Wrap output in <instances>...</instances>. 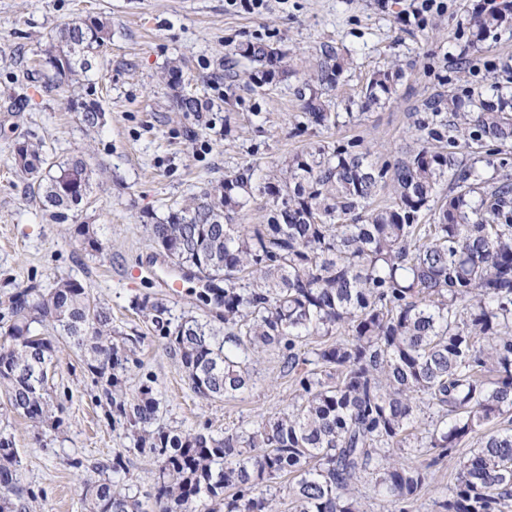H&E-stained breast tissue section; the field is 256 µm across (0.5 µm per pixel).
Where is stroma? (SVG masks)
<instances>
[{"label":"stroma","mask_w":512,"mask_h":512,"mask_svg":"<svg viewBox=\"0 0 512 512\" xmlns=\"http://www.w3.org/2000/svg\"><path fill=\"white\" fill-rule=\"evenodd\" d=\"M410 2L267 0L249 13L228 0H0V128H18L57 165L83 152L92 169L87 200L68 223H53L36 181L15 173L12 140L0 131V316L15 284L49 288L57 278H74L110 309L113 329L142 336L137 355L157 380L160 426L220 435L285 408L296 390L272 353L257 355L252 388L207 401L190 390L180 363L149 340L132 308L136 297L165 299L175 313L204 321L215 311L199 299L194 274L159 287L165 257L148 226L239 168H254L261 182L314 147L356 141L372 160L396 163L414 148L419 124L431 122L428 102L452 97L465 105L512 87V27L477 35L480 0H446L443 11L406 26L398 15ZM75 17L102 20L111 31L81 91L82 101H97L104 114L94 127L67 93L51 87L45 62L50 32ZM250 43L285 51L287 72L259 84L257 64L240 53ZM324 45L348 61L336 87L322 94L338 115L328 128L307 123L297 95ZM175 64L183 69L178 88L166 78ZM391 68L400 73L395 94L363 109L361 90L372 73ZM183 90L207 101V109L173 110ZM457 154L479 160L486 176L512 180V143L462 145ZM78 224L92 225L102 253L87 254L73 235ZM59 347L54 382L63 395L62 428L36 432L0 391V433L12 436L21 481L35 494L29 512H86L83 484L98 475L71 460H106L121 447L123 431L99 405L81 351L65 339ZM469 450L462 445L430 471L416 512H433Z\"/></svg>","instance_id":"35a3bbf8"}]
</instances>
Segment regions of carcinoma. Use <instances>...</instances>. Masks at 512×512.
Returning <instances> with one entry per match:
<instances>
[{"mask_svg": "<svg viewBox=\"0 0 512 512\" xmlns=\"http://www.w3.org/2000/svg\"><path fill=\"white\" fill-rule=\"evenodd\" d=\"M509 24L508 14L478 15L484 35ZM109 38L107 24L73 18L50 36L48 63L56 87L78 89L90 57ZM248 44L242 56L263 67L260 81L285 72L287 54ZM346 62L322 46L317 69L300 93L307 121L336 124L320 89L333 88ZM397 74L378 71L362 108L390 100ZM479 142H512V101L478 100L456 112ZM455 128L423 125L409 158L389 166L354 142L293 156L279 173L253 186V168L224 176L158 224L155 243L171 263L203 274L202 298L224 311L220 328L175 315L163 299L132 302L153 342L179 357L188 384L203 400L234 398L253 383V356L271 351L298 400L248 428L213 436L174 434L156 424V379L141 374L139 336L112 329V317L77 280L53 287L19 284L0 325V385L10 406L35 426L64 425L49 380L57 342L31 330L48 323L86 352L101 383L98 402L129 446L112 461L71 466L126 472L124 454H153L158 473L154 512H364L354 485L366 474L399 512H412L430 469L470 438L449 493L435 512H512V183L487 178L476 162L458 160ZM11 162L23 176L48 164L42 145L16 136ZM453 183L421 223L447 177ZM85 160L74 157L38 184L43 210L63 223L90 190ZM267 197L265 224H230L253 190ZM389 202L375 203L380 191ZM74 234L88 252L102 244L88 224ZM224 283L219 287L218 283ZM315 345L300 351L303 342ZM410 448L414 460L394 451ZM14 441L0 434V512H27ZM131 484L102 479L83 487L87 512H143Z\"/></svg>", "mask_w": 512, "mask_h": 512, "instance_id": "cac0c4a2", "label": "carcinoma"}]
</instances>
